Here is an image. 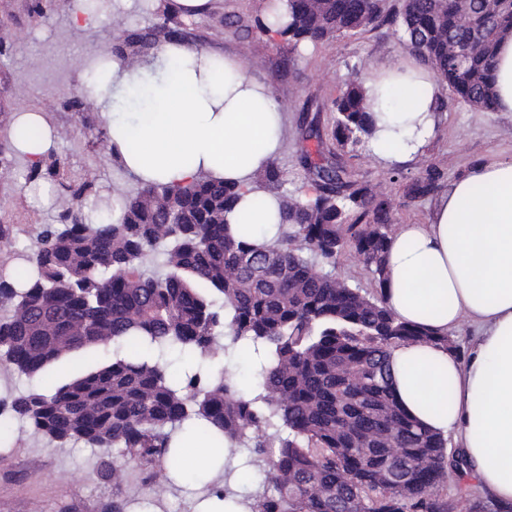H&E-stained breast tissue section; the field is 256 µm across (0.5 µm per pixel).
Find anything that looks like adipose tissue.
<instances>
[{
    "mask_svg": "<svg viewBox=\"0 0 512 512\" xmlns=\"http://www.w3.org/2000/svg\"><path fill=\"white\" fill-rule=\"evenodd\" d=\"M363 80L379 127L373 154L394 163L420 152L435 129L434 73L402 56ZM81 90L134 180L178 187L205 173L239 184L230 223L272 231L276 211L256 206L249 179L279 144L280 107L240 59L167 42L129 70L103 54ZM9 137L32 161L54 145L38 112L20 113ZM382 293L403 321L443 333L474 328L463 357L429 344L395 349V391L426 427L454 436L486 496L512 504V156L483 157L449 184L427 223L398 225Z\"/></svg>",
    "mask_w": 512,
    "mask_h": 512,
    "instance_id": "obj_1",
    "label": "adipose tissue"
}]
</instances>
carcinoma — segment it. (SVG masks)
<instances>
[{
  "instance_id": "obj_1",
  "label": "carcinoma",
  "mask_w": 512,
  "mask_h": 512,
  "mask_svg": "<svg viewBox=\"0 0 512 512\" xmlns=\"http://www.w3.org/2000/svg\"><path fill=\"white\" fill-rule=\"evenodd\" d=\"M277 35L287 52L352 32L394 28L448 90V101L491 112L496 46L512 32V0H287ZM198 44L177 17L125 30L112 55L129 66L165 42ZM333 137L353 153L377 131L361 69L331 101ZM297 164L317 178L312 197L285 188L280 151L252 177L274 203L275 235L250 238L228 223L239 189L210 176L170 188L145 184L109 195L120 208L107 224L82 218L92 182L75 178L54 151L30 165L27 179L63 190L53 219L19 244L0 224L14 264L0 265V368L36 377L67 355L123 348L49 391L0 394V430L26 431L64 448L97 450L96 474L123 479L135 466L160 476L174 467L171 444L195 436L224 449V462L196 490L231 501L240 512H481L483 504L443 489L461 475L460 452L406 414L393 390L390 358L404 343L459 350L448 335L400 320L382 292L368 295L336 277V258L357 259L378 286L395 233L393 199L336 163L319 130ZM402 183L399 205L435 198L443 170L429 163ZM253 349L255 391L241 374L200 367L174 375L171 347L216 357ZM264 474L238 489L240 468Z\"/></svg>"
}]
</instances>
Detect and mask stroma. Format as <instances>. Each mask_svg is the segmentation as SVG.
I'll return each instance as SVG.
<instances>
[{
	"instance_id": "35a3bbf8",
	"label": "stroma",
	"mask_w": 512,
	"mask_h": 512,
	"mask_svg": "<svg viewBox=\"0 0 512 512\" xmlns=\"http://www.w3.org/2000/svg\"><path fill=\"white\" fill-rule=\"evenodd\" d=\"M268 0H211L206 12L195 16L200 46L223 56H240L243 43L252 52L249 75L272 85L276 101H293L288 113V154L305 146L308 122L318 125L324 146L336 149L330 102L352 67L391 61L405 55L392 29L382 26L347 34L316 46H303L284 64L277 35L243 40L225 26V18H252L264 12ZM71 0H0V131L21 110L45 114L55 128L54 151L71 167L88 170L98 194H106L119 173L106 148L100 109L80 111L81 71L75 65L89 51L111 52L116 39L110 21L93 30L74 28L69 19ZM338 157L355 178L382 183L393 198L402 189L390 179V166L366 152ZM512 155V115L481 112L459 104L437 113L436 129L422 153L404 162L406 173L435 163L448 179L480 158ZM24 168L11 152L0 154V224L34 231L51 213L36 207L21 187ZM94 453L83 445L54 448L44 441L14 446L0 442V512H112L116 502L138 498L136 512H156L150 471L136 472L133 481L102 483L93 472Z\"/></svg>"
}]
</instances>
